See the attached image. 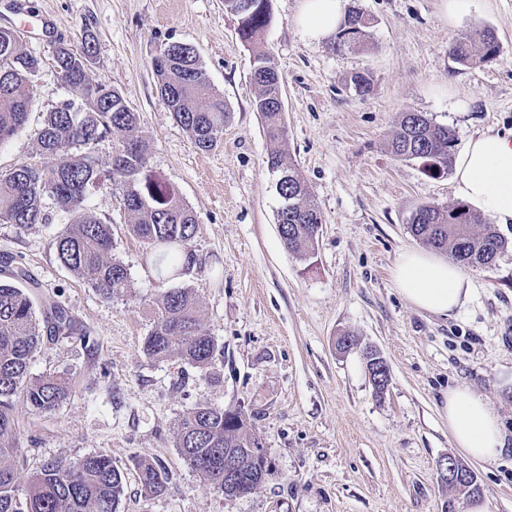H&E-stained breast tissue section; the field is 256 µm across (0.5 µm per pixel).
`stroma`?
<instances>
[{
  "mask_svg": "<svg viewBox=\"0 0 512 512\" xmlns=\"http://www.w3.org/2000/svg\"><path fill=\"white\" fill-rule=\"evenodd\" d=\"M303 0H271L265 32L282 81L288 137L267 141L252 109V53L224 0H0V29L17 31L40 68L25 128L0 145V169L40 161L47 112L78 100L58 74L57 43L93 38L91 79L117 89L140 116L150 170L173 185L199 224L189 273L159 282L128 226L121 190L90 191L87 206L112 226V255L131 286L107 300L63 267L54 239L68 220L17 228L0 222V255L20 259L35 300L57 296L77 325L47 343L32 375L65 377L70 395L50 414L16 399L18 483L49 458L104 453L125 476L117 512H445L451 493L437 462L457 456L441 409L444 393L475 391L512 432V223L488 267L463 270L465 304L448 314L413 306L392 269L420 248L408 224L424 204H457L452 174L432 176L397 159L390 141L403 112L451 129L456 148L483 133L512 135V0H346L372 19L361 45L333 51L303 35ZM494 29L500 53L464 66L454 39ZM171 42L192 45L232 118L218 145L199 151L171 118L151 60ZM371 79L355 92L354 74ZM283 151L302 173L324 221L310 257L280 238L281 199L267 168ZM195 293L202 332L224 348L201 372L178 358L148 359L145 336L164 290ZM350 335V348L337 342ZM376 347L390 382L376 394L363 349ZM199 403L241 410L274 463L256 492L229 498L203 484L176 446L179 419ZM161 463L165 490L145 494L140 462ZM488 512H512V457L471 463Z\"/></svg>",
  "mask_w": 512,
  "mask_h": 512,
  "instance_id": "obj_1",
  "label": "stroma"
}]
</instances>
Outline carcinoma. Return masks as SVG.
<instances>
[{
	"mask_svg": "<svg viewBox=\"0 0 512 512\" xmlns=\"http://www.w3.org/2000/svg\"><path fill=\"white\" fill-rule=\"evenodd\" d=\"M226 11L238 18L241 40L253 53L252 81L257 94L252 106L258 113L265 137L284 141L288 128L278 72L270 65L264 41L271 21L270 0H224ZM354 22L349 14L333 38L332 50L358 44L364 24L346 36ZM494 31L483 33L480 45L466 36L455 39L449 49L461 65L490 61L499 54ZM92 46L81 51L59 46L54 61L64 86L79 93L81 105L70 101L47 113L38 131L42 153L60 156L52 166L20 162L0 171V221L24 228L48 220L47 201L69 214L68 225L55 238L60 263L106 299L121 296L130 287L126 266L110 257L112 225L93 215L85 202L90 189L110 182L120 187L127 210L133 215L130 231L145 247L146 257L158 279L166 282L189 273L195 259L191 243L198 220L178 192L148 169L149 143L138 135L139 115L111 86L88 75ZM154 74L168 110L189 135L196 148L212 150L229 122L224 100L215 97L206 70L191 45L161 46L152 60ZM39 69V60L22 51L13 32L0 31V145L26 125L31 96L29 87ZM115 140L112 170L101 173L94 148ZM455 136L419 112L402 113L391 142L393 154L417 160L431 174L452 167ZM268 169L277 175L276 190L282 200L277 212L279 235L284 247L299 257L315 249L323 224L319 207L311 199L306 181L296 165L281 151L267 156ZM482 226L477 232L474 226ZM410 232L417 239L448 252L462 267L490 266L507 242L471 209L459 219L456 207L433 204L412 213ZM8 277L0 279V512H116L124 492L121 472L105 454H89L74 462L44 461L28 478L25 487L16 483L10 458L14 445V398L22 396L30 410L52 413L68 398L66 379L30 374L31 363L44 341L73 333L72 319L54 302L36 313L33 301L19 282L26 279L21 262L3 260ZM144 354L152 359L177 357L205 370L224 356L216 339L200 329L196 295L189 288L168 290L156 300L153 326L143 342ZM249 421L238 410L198 404L179 420L176 448L200 480L212 486L224 482V453L240 456L241 476L234 496L254 493L271 469L263 448L248 433ZM138 479L148 493L165 489L166 473L153 463L139 466Z\"/></svg>",
	"mask_w": 512,
	"mask_h": 512,
	"instance_id": "1",
	"label": "carcinoma"
}]
</instances>
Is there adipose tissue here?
<instances>
[{
	"label": "adipose tissue",
	"mask_w": 512,
	"mask_h": 512,
	"mask_svg": "<svg viewBox=\"0 0 512 512\" xmlns=\"http://www.w3.org/2000/svg\"><path fill=\"white\" fill-rule=\"evenodd\" d=\"M344 17V0H305L299 25L308 37L319 40L336 32ZM457 195L469 206L506 224L512 222V140L497 133L470 139L458 159ZM398 291L417 308L447 314L468 298L460 268L429 252L404 250L393 270ZM448 431L463 455L494 462L512 453L498 416L474 392L449 389L444 397Z\"/></svg>",
	"instance_id": "adipose-tissue-1"
}]
</instances>
